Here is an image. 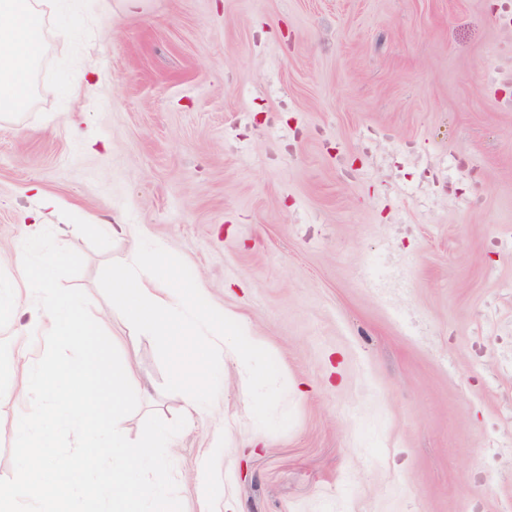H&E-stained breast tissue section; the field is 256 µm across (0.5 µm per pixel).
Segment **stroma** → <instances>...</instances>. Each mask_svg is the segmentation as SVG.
<instances>
[{
  "mask_svg": "<svg viewBox=\"0 0 512 512\" xmlns=\"http://www.w3.org/2000/svg\"><path fill=\"white\" fill-rule=\"evenodd\" d=\"M30 107L0 117V269L58 197L65 279L145 419L182 415L151 337L98 283L134 225L248 322L284 383L259 428L220 359L215 420L178 435L183 512H512V26L503 0H40ZM100 80L86 90L89 69ZM11 365L0 479L29 411ZM23 191L25 193L34 192L36 198L39 199V205L36 209L26 211L22 214L21 224L44 225L48 215L55 214L59 207V199L51 194L44 192L36 185H28Z\"/></svg>",
  "mask_w": 512,
  "mask_h": 512,
  "instance_id": "1",
  "label": "stroma"
}]
</instances>
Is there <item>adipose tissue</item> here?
I'll return each instance as SVG.
<instances>
[{
	"label": "adipose tissue",
	"mask_w": 512,
	"mask_h": 512,
	"mask_svg": "<svg viewBox=\"0 0 512 512\" xmlns=\"http://www.w3.org/2000/svg\"><path fill=\"white\" fill-rule=\"evenodd\" d=\"M44 41L35 0H0V113L22 111L31 97V73Z\"/></svg>",
	"instance_id": "1"
}]
</instances>
